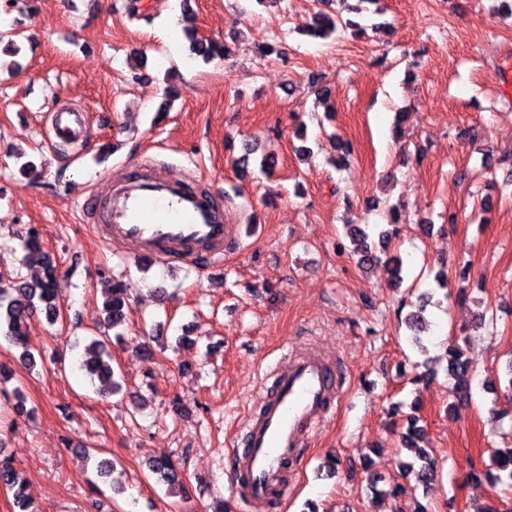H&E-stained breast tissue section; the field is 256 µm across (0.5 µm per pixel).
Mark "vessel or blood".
Returning a JSON list of instances; mask_svg holds the SVG:
<instances>
[{"label":"vessel or blood","instance_id":"obj_1","mask_svg":"<svg viewBox=\"0 0 512 512\" xmlns=\"http://www.w3.org/2000/svg\"><path fill=\"white\" fill-rule=\"evenodd\" d=\"M52 131L60 141H78L81 114L56 113ZM81 210L105 244L133 247L163 264L199 260L207 268H220L225 251L239 241L218 193L147 160L110 174L98 191L83 198ZM338 398L335 370L313 351L291 356L260 388L231 454L232 488L254 512H269L285 500L295 464Z\"/></svg>","mask_w":512,"mask_h":512}]
</instances>
